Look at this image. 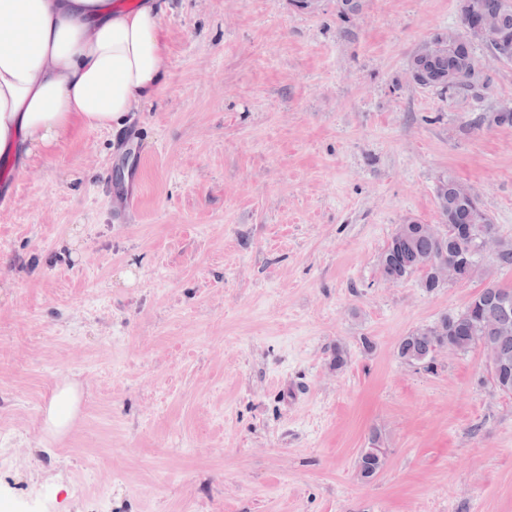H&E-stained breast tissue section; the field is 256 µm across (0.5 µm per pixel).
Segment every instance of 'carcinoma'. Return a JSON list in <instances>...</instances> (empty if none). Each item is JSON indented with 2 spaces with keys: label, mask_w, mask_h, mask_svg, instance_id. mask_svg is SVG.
<instances>
[{
  "label": "carcinoma",
  "mask_w": 512,
  "mask_h": 512,
  "mask_svg": "<svg viewBox=\"0 0 512 512\" xmlns=\"http://www.w3.org/2000/svg\"><path fill=\"white\" fill-rule=\"evenodd\" d=\"M481 11L497 21V36L512 39V0H477ZM476 56L474 45L460 39L448 42L447 49L428 61L427 66L436 76L465 63L471 74L460 85L448 87L438 82L431 87L448 93V96L478 97V89L488 85L486 60L472 61ZM465 183L447 178V184L435 189L439 216H448L450 225L467 230L481 223L483 207L477 195L464 196L461 187ZM448 255L467 253L468 264L462 269V277L471 280L474 270L482 268L483 256L474 248V240L466 235L447 238ZM438 250L435 236L427 233L424 224L412 219L400 232L391 235L382 255L381 269L387 277L401 281L408 276L422 274V285L433 291L440 287L430 267L431 258ZM499 266L512 268V238L499 237V249L495 256ZM437 322L442 326L441 336L458 352L466 353L481 347L493 354L492 382L496 390L512 395V288L490 283L477 293L461 310L441 315ZM437 346L434 333L425 325L410 331L397 345V355L411 365L426 369L434 363L433 352ZM369 453L359 456L357 473L372 478L387 463L386 449L382 448L381 435L373 433L369 439Z\"/></svg>",
  "instance_id": "carcinoma-1"
}]
</instances>
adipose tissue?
<instances>
[{
	"label": "adipose tissue",
	"instance_id": "obj_1",
	"mask_svg": "<svg viewBox=\"0 0 512 512\" xmlns=\"http://www.w3.org/2000/svg\"><path fill=\"white\" fill-rule=\"evenodd\" d=\"M162 0H0V156L121 127L167 72Z\"/></svg>",
	"mask_w": 512,
	"mask_h": 512
}]
</instances>
